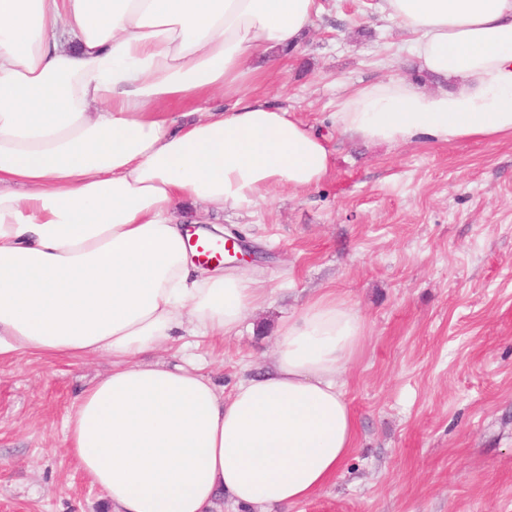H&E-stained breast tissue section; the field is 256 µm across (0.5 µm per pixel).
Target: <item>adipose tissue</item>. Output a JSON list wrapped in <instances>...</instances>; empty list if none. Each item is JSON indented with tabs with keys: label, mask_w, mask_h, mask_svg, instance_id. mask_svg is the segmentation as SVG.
Instances as JSON below:
<instances>
[{
	"label": "adipose tissue",
	"mask_w": 512,
	"mask_h": 512,
	"mask_svg": "<svg viewBox=\"0 0 512 512\" xmlns=\"http://www.w3.org/2000/svg\"><path fill=\"white\" fill-rule=\"evenodd\" d=\"M320 0H0V356H111L66 451L112 512H253L331 482L356 426L340 378L365 324L327 292L284 320L261 374L223 394L192 365L142 361L178 336L236 335L268 299L254 270H207L182 213L249 210L330 175L326 137L265 95L256 60L301 45ZM424 91L356 87L337 135L377 144L512 136V0H382ZM233 104L211 106L215 91ZM191 101L193 117L175 105Z\"/></svg>",
	"instance_id": "1"
}]
</instances>
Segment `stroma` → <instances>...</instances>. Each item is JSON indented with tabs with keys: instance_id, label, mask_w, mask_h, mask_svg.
Returning a JSON list of instances; mask_svg holds the SVG:
<instances>
[{
	"instance_id": "obj_1",
	"label": "stroma",
	"mask_w": 512,
	"mask_h": 512,
	"mask_svg": "<svg viewBox=\"0 0 512 512\" xmlns=\"http://www.w3.org/2000/svg\"><path fill=\"white\" fill-rule=\"evenodd\" d=\"M274 77L246 83L330 138L317 188L269 191L250 212L191 206L247 249L269 294L240 334L185 337L145 361L192 359L231 392L264 362L280 322L332 292L363 317L342 378L355 448L340 474L287 512H512V139L390 146L337 137L344 92L391 76L432 88L377 0H323ZM112 368L0 356V512H111L66 453L80 392Z\"/></svg>"
}]
</instances>
